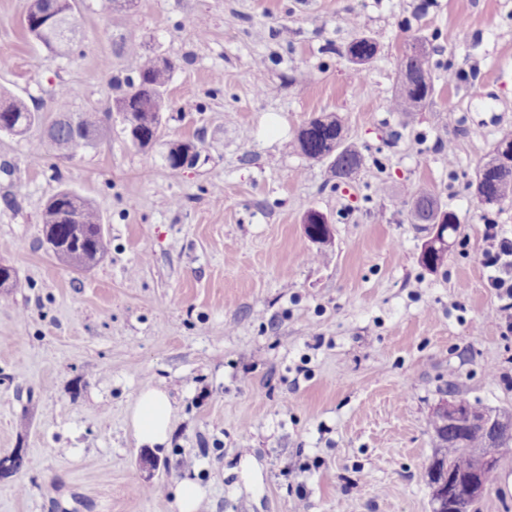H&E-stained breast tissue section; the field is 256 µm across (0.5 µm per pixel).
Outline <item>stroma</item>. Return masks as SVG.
Masks as SVG:
<instances>
[{"label":"stroma","instance_id":"35a3bbf8","mask_svg":"<svg viewBox=\"0 0 512 512\" xmlns=\"http://www.w3.org/2000/svg\"><path fill=\"white\" fill-rule=\"evenodd\" d=\"M24 5L0 0V91L43 113L62 83L74 111L104 112L112 76L137 74L124 41L175 68L147 150L117 114L73 159L30 154L41 128L0 134V264L24 283L0 299V458L25 451L0 512H177L186 477L199 512H431L427 421L447 388L512 410V334L482 264L486 225L512 239V199L485 209L470 189L512 132V0H136L129 15L81 0V41L55 59ZM361 36L378 49L359 69L338 50ZM414 37L435 92L406 124L386 101ZM323 113L364 158L350 183L294 145ZM172 140L198 163L171 171ZM421 184L459 220L434 272L399 206ZM65 188L102 215L109 250L89 269L40 244ZM312 211L331 243L305 235ZM148 388L174 407L156 448L131 424ZM202 496L201 487L189 479L180 481L174 488V499L178 512H195Z\"/></svg>","mask_w":512,"mask_h":512}]
</instances>
